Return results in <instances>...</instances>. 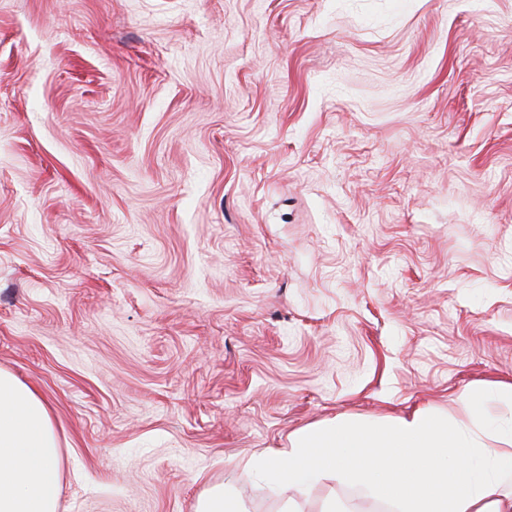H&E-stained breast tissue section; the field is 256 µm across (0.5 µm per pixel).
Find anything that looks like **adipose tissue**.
I'll list each match as a JSON object with an SVG mask.
<instances>
[{
	"instance_id": "1",
	"label": "adipose tissue",
	"mask_w": 512,
	"mask_h": 512,
	"mask_svg": "<svg viewBox=\"0 0 512 512\" xmlns=\"http://www.w3.org/2000/svg\"><path fill=\"white\" fill-rule=\"evenodd\" d=\"M459 416L421 409L380 423L333 420L300 429L274 456L246 462L274 493L305 494L333 479L392 505L393 512H512V387L491 395L468 389ZM58 433L34 389L0 370V512H56Z\"/></svg>"
}]
</instances>
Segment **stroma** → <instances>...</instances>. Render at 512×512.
Segmentation results:
<instances>
[{
	"label": "stroma",
	"instance_id": "35a3bbf8",
	"mask_svg": "<svg viewBox=\"0 0 512 512\" xmlns=\"http://www.w3.org/2000/svg\"><path fill=\"white\" fill-rule=\"evenodd\" d=\"M0 368L58 512L512 383V0H0Z\"/></svg>",
	"mask_w": 512,
	"mask_h": 512
}]
</instances>
